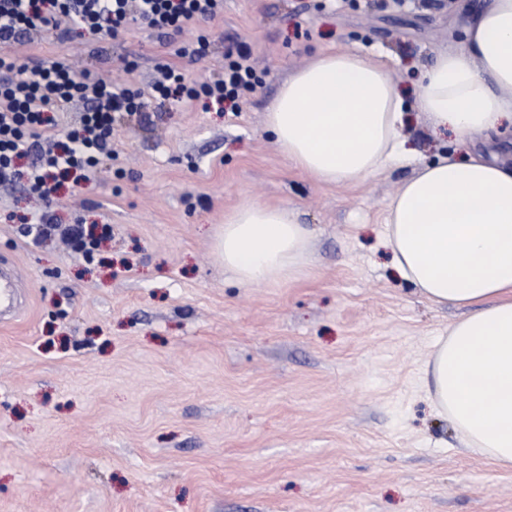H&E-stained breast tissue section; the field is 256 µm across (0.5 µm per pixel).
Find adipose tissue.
Returning <instances> with one entry per match:
<instances>
[{"label": "adipose tissue", "mask_w": 512, "mask_h": 512, "mask_svg": "<svg viewBox=\"0 0 512 512\" xmlns=\"http://www.w3.org/2000/svg\"><path fill=\"white\" fill-rule=\"evenodd\" d=\"M416 107L460 147L512 129V0H487L462 46L439 50ZM405 101L381 61L326 52L290 75L267 114L288 161L324 185H356L408 159ZM310 231L290 210L245 204L215 237L243 283L299 276ZM385 242L401 278L464 314L440 336L425 389L465 448L512 470V164L481 153L420 163L388 205Z\"/></svg>", "instance_id": "obj_1"}]
</instances>
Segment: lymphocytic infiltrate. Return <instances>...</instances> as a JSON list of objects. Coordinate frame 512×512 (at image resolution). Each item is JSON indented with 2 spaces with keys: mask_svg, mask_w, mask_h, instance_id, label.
<instances>
[{
  "mask_svg": "<svg viewBox=\"0 0 512 512\" xmlns=\"http://www.w3.org/2000/svg\"><path fill=\"white\" fill-rule=\"evenodd\" d=\"M224 11V0H0V186L22 185L28 195L55 204L61 180L78 173L83 181L95 175L102 157L111 156L116 115L142 111L147 97L178 101L205 98L238 110L253 88L250 49L224 56V76L214 82H188L175 59L198 63L206 57L209 25ZM141 24L165 38L173 62H159L148 83L135 77L127 63L121 81L77 71L67 59L17 63L11 50L23 37L52 34L67 38L79 27L101 39H114ZM199 26L191 40L180 39L187 24ZM78 102L77 123L60 126L57 113ZM36 159L20 160L28 152ZM27 232L39 239L62 238L74 252L91 259L109 225L83 227L42 217Z\"/></svg>",
  "mask_w": 512,
  "mask_h": 512,
  "instance_id": "f902f5d3",
  "label": "lymphocytic infiltrate"
}]
</instances>
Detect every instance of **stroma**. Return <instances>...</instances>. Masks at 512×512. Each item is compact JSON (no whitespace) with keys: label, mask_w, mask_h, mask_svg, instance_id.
Listing matches in <instances>:
<instances>
[{"label":"stroma","mask_w":512,"mask_h":512,"mask_svg":"<svg viewBox=\"0 0 512 512\" xmlns=\"http://www.w3.org/2000/svg\"><path fill=\"white\" fill-rule=\"evenodd\" d=\"M484 0H224L207 60L258 58L240 111L150 99L123 117L95 180L62 181V224H108L94 261L33 243L44 204L0 195V262L21 305L0 324V512H512V471L462 445L424 398V369L456 318L421 298L381 244L390 198L417 167L356 186L293 169L266 128L289 74L318 54L382 57L413 102L434 53ZM149 81L164 48L72 32L17 44ZM423 161L450 151L424 115ZM294 210L311 232L299 279L244 285L213 247L244 202Z\"/></svg>","instance_id":"obj_1"}]
</instances>
